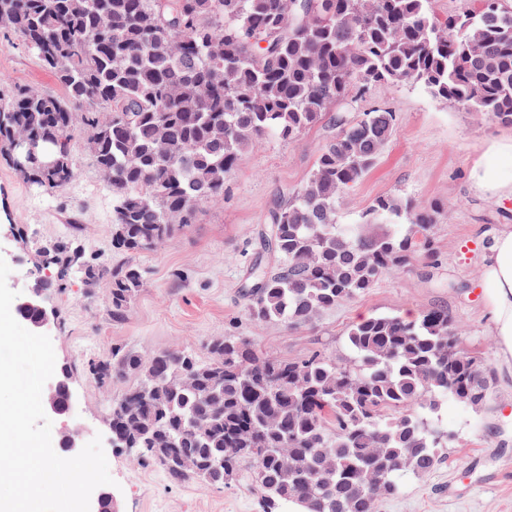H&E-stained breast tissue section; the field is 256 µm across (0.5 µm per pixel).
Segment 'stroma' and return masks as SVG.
<instances>
[{
    "mask_svg": "<svg viewBox=\"0 0 512 512\" xmlns=\"http://www.w3.org/2000/svg\"><path fill=\"white\" fill-rule=\"evenodd\" d=\"M0 74L11 85L57 91L50 72L12 34L0 31ZM396 112L397 130L375 168L343 197L339 220L360 221L380 196L442 205L431 232L433 249L402 273L386 275L367 294L323 311L306 326L253 321L241 290L260 250L257 231L275 202L288 198L309 176L330 128L319 126L288 142L260 139L241 156L224 195L199 202L192 223L156 248L120 256L112 252V193L80 139H73L74 179L47 191L24 180L0 154V257L11 268L9 287L23 291L49 276L55 325L49 337L57 365L69 366L72 389L89 436H101L119 512H262L248 471L224 486L198 480L171 482L147 458L114 448L109 440L112 403L133 377L101 382L91 364L122 346L142 355L163 349L204 355L208 342L245 337L262 356L296 361L312 353L348 354L346 329L377 314L413 318L445 307L463 324L461 350L492 374L491 398L482 407L448 402L440 414L455 438L447 461L422 475L404 473L399 491L376 512H512V374L502 365L498 341L478 288L487 233L512 224V199L493 201L473 179L492 160L491 148L512 139V126L464 111L410 83L372 86L355 104ZM50 242L78 249L86 260L136 265L144 285L122 317L107 306L108 286H86L76 269L47 262Z\"/></svg>",
    "mask_w": 512,
    "mask_h": 512,
    "instance_id": "obj_1",
    "label": "stroma"
}]
</instances>
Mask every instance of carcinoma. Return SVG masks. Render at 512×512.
<instances>
[{
    "mask_svg": "<svg viewBox=\"0 0 512 512\" xmlns=\"http://www.w3.org/2000/svg\"><path fill=\"white\" fill-rule=\"evenodd\" d=\"M431 0H0L6 30L55 76L60 95L19 87L0 97V146L22 129L52 155H24L50 190L74 178L83 134L95 166L112 171V248L138 253L169 239L180 215L224 196L241 155L266 135L294 141L336 130L306 181L269 211L243 290L249 316L289 327L368 293L431 251L442 208L376 198L357 224L338 222L342 196L374 168L397 129L388 109L338 112L381 82H413L433 97L512 126V6L462 0L446 17ZM122 316L142 287L131 265L91 262ZM464 328L436 307L414 320L375 315L352 324L340 361L260 357L243 336L207 356L122 347L93 366L133 376L112 402V437L132 441L173 482L212 485L250 469L262 512H368L405 472L446 461L453 434L444 400H489L488 368L450 344ZM189 456L186 470L177 458Z\"/></svg>",
    "mask_w": 512,
    "mask_h": 512,
    "instance_id": "carcinoma-1",
    "label": "carcinoma"
}]
</instances>
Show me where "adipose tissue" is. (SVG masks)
<instances>
[{"label": "adipose tissue", "instance_id": "obj_1", "mask_svg": "<svg viewBox=\"0 0 512 512\" xmlns=\"http://www.w3.org/2000/svg\"><path fill=\"white\" fill-rule=\"evenodd\" d=\"M488 237L482 256L483 298L501 359L512 367V225H498Z\"/></svg>", "mask_w": 512, "mask_h": 512}]
</instances>
